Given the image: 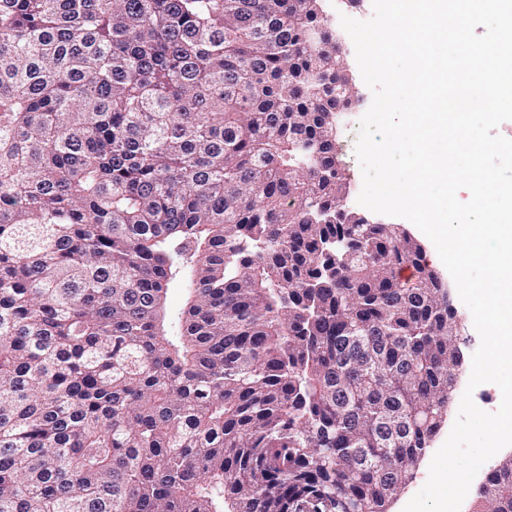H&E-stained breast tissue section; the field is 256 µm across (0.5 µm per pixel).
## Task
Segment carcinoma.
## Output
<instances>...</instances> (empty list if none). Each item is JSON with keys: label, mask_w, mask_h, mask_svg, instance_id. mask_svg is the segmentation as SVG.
I'll return each mask as SVG.
<instances>
[{"label": "carcinoma", "mask_w": 512, "mask_h": 512, "mask_svg": "<svg viewBox=\"0 0 512 512\" xmlns=\"http://www.w3.org/2000/svg\"><path fill=\"white\" fill-rule=\"evenodd\" d=\"M323 25L0 0V512H389L412 479L456 312L400 225L342 205ZM475 512H512V457Z\"/></svg>", "instance_id": "1"}]
</instances>
